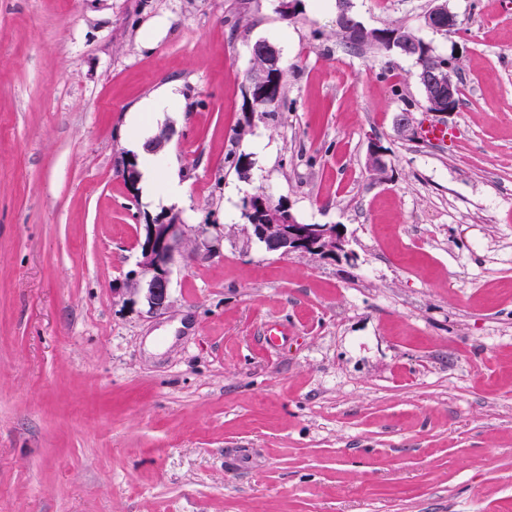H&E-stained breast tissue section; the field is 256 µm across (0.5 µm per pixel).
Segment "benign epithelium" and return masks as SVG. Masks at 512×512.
Returning a JSON list of instances; mask_svg holds the SVG:
<instances>
[{"instance_id": "obj_1", "label": "benign epithelium", "mask_w": 512, "mask_h": 512, "mask_svg": "<svg viewBox=\"0 0 512 512\" xmlns=\"http://www.w3.org/2000/svg\"><path fill=\"white\" fill-rule=\"evenodd\" d=\"M336 3L340 5L336 11V25L364 40H371L377 35L375 29L366 27L345 7L349 0H336ZM424 19L428 28L438 31L457 26L456 16L440 0H434ZM420 82L427 92L428 111L444 116L457 109L458 82L448 63L423 68ZM385 155L386 149L380 142H371L368 169L375 174H383L386 170ZM259 209L263 212L264 223L251 225L252 232L270 252L281 257L301 253L336 256L345 250L347 240L338 224H300L291 216L285 217L281 205L264 195L259 201ZM185 228L186 225L174 216L164 224L144 225V234L136 240L138 254L135 269L128 273V282L131 290L143 295L152 311H163L169 305L172 267L178 260L187 258L181 250Z\"/></svg>"}]
</instances>
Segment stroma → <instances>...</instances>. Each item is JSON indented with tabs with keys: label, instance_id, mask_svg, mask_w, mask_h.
Here are the masks:
<instances>
[{
	"label": "stroma",
	"instance_id": "stroma-1",
	"mask_svg": "<svg viewBox=\"0 0 512 512\" xmlns=\"http://www.w3.org/2000/svg\"><path fill=\"white\" fill-rule=\"evenodd\" d=\"M349 5L448 60L456 111L347 47L336 0H0V512H512V0H447L448 32L431 0ZM261 40L272 115L245 107ZM165 127L175 201L118 175ZM258 194L345 253L268 252ZM173 215L192 259L155 313L127 274ZM433 6L425 14V25L430 29L447 31L457 26L456 16L451 13L444 1L434 0ZM253 49L254 51L259 52L265 56L269 60V63L277 64L281 58L280 49L277 47V45L267 40L255 44ZM262 55H253L254 67L252 68L251 72L255 73L252 76V81L257 84H262L266 80V71H258L269 69L267 61ZM272 73V70H269L268 88L265 93L258 95L257 92L251 91L250 100L254 108L266 109L275 107L281 102V86L285 74L282 62L279 63V68L274 70L273 75Z\"/></svg>",
	"mask_w": 512,
	"mask_h": 512
}]
</instances>
